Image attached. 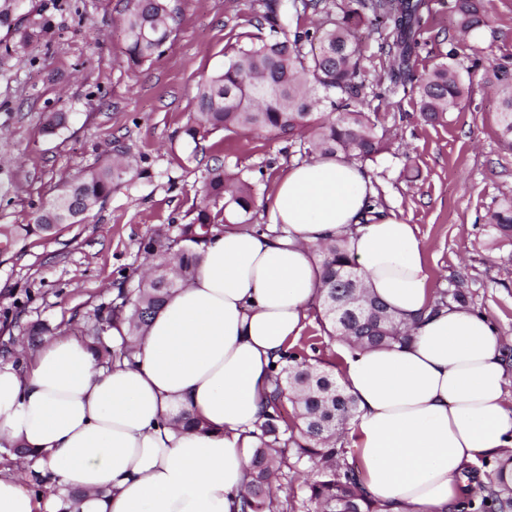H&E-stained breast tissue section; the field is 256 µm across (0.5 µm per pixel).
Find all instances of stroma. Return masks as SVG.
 Wrapping results in <instances>:
<instances>
[{
	"mask_svg": "<svg viewBox=\"0 0 512 512\" xmlns=\"http://www.w3.org/2000/svg\"><path fill=\"white\" fill-rule=\"evenodd\" d=\"M26 0L52 25L24 52H0V225L25 224L64 182L128 151L136 176L79 224L30 235L0 253V358L45 339L85 341L84 322L109 303L124 276L146 263L148 240L177 238L199 200L209 168L239 166L260 179L250 230L272 227L267 199L302 157L291 134L216 133L199 148L183 127L196 110L197 83L223 68L232 47L258 36L257 0H177L163 53L140 65L125 54L129 0ZM416 75L453 54L465 85L460 107L443 124L425 122L411 93H389V31L363 29L360 77L365 110L389 132L388 146L366 163L383 207L416 225L426 247L430 294L458 277L469 306L500 330L512 377V244L496 241L489 211L512 196V149L497 132L501 101L474 60L512 72V0H486L488 23L457 33L452 0H426ZM70 115L66 129L44 131L47 113Z\"/></svg>",
	"mask_w": 512,
	"mask_h": 512,
	"instance_id": "obj_1",
	"label": "stroma"
}]
</instances>
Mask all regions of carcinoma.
Returning a JSON list of instances; mask_svg holds the SVG:
<instances>
[{
	"instance_id": "1",
	"label": "carcinoma",
	"mask_w": 512,
	"mask_h": 512,
	"mask_svg": "<svg viewBox=\"0 0 512 512\" xmlns=\"http://www.w3.org/2000/svg\"><path fill=\"white\" fill-rule=\"evenodd\" d=\"M15 0H0V28L6 29L4 53L21 52L49 33L50 23L40 13L11 12ZM125 23V53L140 64L162 53L173 30L172 0H130ZM425 0H354V6L335 13L325 0H258L256 17L262 36L232 48L224 68L201 80L197 87L195 115L184 127L186 140L194 147L216 132L297 133L306 155L341 157L360 163L375 161L387 144V130L362 111V56L357 32L371 28L391 30L396 39L388 45L392 64L389 91L411 88L419 112L431 123H443L464 95V84L448 52V61L437 64L424 78H415L411 59L418 47L417 27ZM322 14L318 23H301L308 10ZM459 33L468 35L486 22L483 0H453ZM296 14L295 25L288 14ZM499 132L512 148V84L501 89ZM322 105L327 118L314 117ZM123 152L103 165L91 167L65 185L48 204L41 206L29 224L0 225V247L8 248L22 236L51 234L60 224H79L85 214L103 203L112 189L133 173ZM257 194V182L217 166L208 171L203 195L187 213L180 237L167 242L149 241L143 250L151 256L149 267L131 281H123L112 303L94 311L86 321V335L96 340L105 365L128 355L129 341L114 348L101 336L124 321L129 335L142 328L163 306L176 288L195 274L196 246L207 242L218 224H248ZM487 223L497 239L512 243V198L490 212ZM321 275L316 298L322 318L319 324L330 338L347 343L352 350L404 345L410 340L407 324L366 288L359 264L342 242L335 240L318 248ZM349 302L360 305L365 318L343 315L337 307ZM451 304L468 305L464 281L438 293L432 301L437 311ZM315 337L299 339L280 352L271 369L263 421L257 425L260 440L255 449L251 480L241 495L240 512H382L361 485L356 466L347 462L342 437L356 413V400L336 377L312 363L307 350H316ZM309 469L314 479L304 481L300 493L280 496V482L290 485L295 476ZM279 481L275 486L272 480ZM488 512L512 507V487L490 489L482 497Z\"/></svg>"
}]
</instances>
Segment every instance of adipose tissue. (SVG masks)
Returning <instances> with one entry per match:
<instances>
[{
    "mask_svg": "<svg viewBox=\"0 0 512 512\" xmlns=\"http://www.w3.org/2000/svg\"><path fill=\"white\" fill-rule=\"evenodd\" d=\"M375 195L358 164L295 166L268 203L283 236L214 231L132 361L107 369L91 344L62 339L22 366L0 360V451L18 449L16 468L44 478L36 495L0 479V512H239L270 363L304 327L316 247L341 237L367 288L412 328L401 347L338 349L369 496L388 512H457L463 471L485 455L512 487L500 333L468 308L432 314L417 228L365 217Z\"/></svg>",
    "mask_w": 512,
    "mask_h": 512,
    "instance_id": "obj_1",
    "label": "adipose tissue"
}]
</instances>
